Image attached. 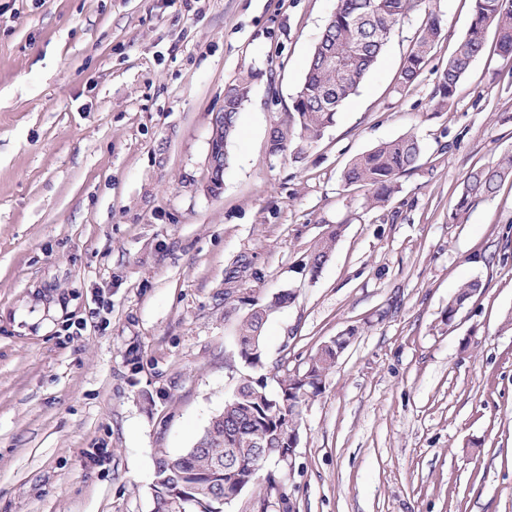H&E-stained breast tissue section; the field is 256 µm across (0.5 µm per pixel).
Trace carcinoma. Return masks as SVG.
Returning a JSON list of instances; mask_svg holds the SVG:
<instances>
[{"label": "carcinoma", "instance_id": "carcinoma-1", "mask_svg": "<svg viewBox=\"0 0 512 512\" xmlns=\"http://www.w3.org/2000/svg\"><path fill=\"white\" fill-rule=\"evenodd\" d=\"M472 18L465 35L448 57L437 76L433 100L437 112H448L454 104L457 87L473 62L486 48L489 28L497 35L499 55L512 60V0H472ZM424 10L416 41L398 72V86L409 87L419 79L442 28L441 18L430 0H336L324 30L316 42L300 87L301 96L293 103L289 123L298 129L297 148L303 151L318 140L335 121L345 102L354 96L376 65L397 25L412 12ZM253 74L239 77L229 86L237 106L224 113V143L236 130L237 115L248 101ZM291 144L288 127L278 126L271 138L272 152L284 153ZM421 160L416 136L406 134L382 143L354 158L343 172L345 185H365L370 189L366 207L382 208L399 190V179L414 171ZM512 178V155L495 166H478L466 175L454 204L451 218H465L473 205L491 197L498 187ZM340 230L331 231L314 247L310 268L317 272L336 246ZM480 283H463L448 303L447 319L457 307L479 291ZM283 292L266 303H256L240 320L238 342L241 357L252 368H264L260 346L261 332L269 313L290 301ZM356 329L344 331L330 346H320L299 374L285 371L277 375L280 393L270 395L260 382L243 385L239 395L230 397L224 408L211 417L192 448L181 456L156 459L150 512H178L190 505L193 512H224V499L242 487L253 485L262 462L288 457L287 433L301 425L302 407L318 395L324 380L336 366V354L349 345ZM278 496L285 512H290L282 481L270 473L258 493L259 508L266 510L269 498Z\"/></svg>", "mask_w": 512, "mask_h": 512}]
</instances>
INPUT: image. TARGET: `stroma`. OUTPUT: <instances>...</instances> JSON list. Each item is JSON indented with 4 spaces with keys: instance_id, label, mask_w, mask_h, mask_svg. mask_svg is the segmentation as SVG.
I'll list each match as a JSON object with an SVG mask.
<instances>
[{
    "instance_id": "35a3bbf8",
    "label": "stroma",
    "mask_w": 512,
    "mask_h": 512,
    "mask_svg": "<svg viewBox=\"0 0 512 512\" xmlns=\"http://www.w3.org/2000/svg\"><path fill=\"white\" fill-rule=\"evenodd\" d=\"M334 0H0V512H149L239 379L357 334L303 407L292 512H512V181L450 220L467 172L512 153V61L488 33L448 112L437 76L472 0L397 87L394 31L304 154H272ZM254 73L209 190L212 119ZM387 207L345 166L405 133ZM328 261L309 256L332 229ZM481 288L455 317L459 286ZM289 292L242 361L239 322Z\"/></svg>"
}]
</instances>
